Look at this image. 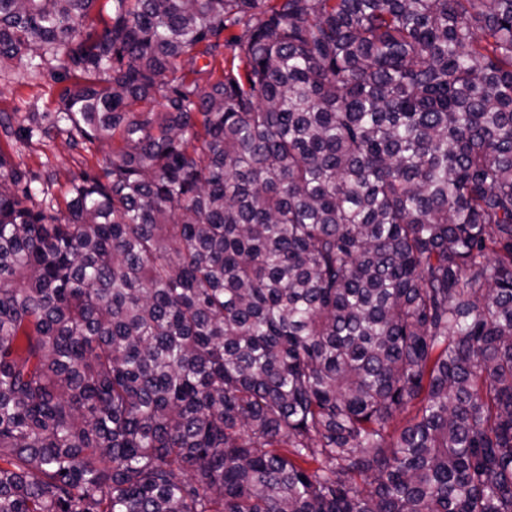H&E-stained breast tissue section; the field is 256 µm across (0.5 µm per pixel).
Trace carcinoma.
<instances>
[{
    "label": "carcinoma",
    "instance_id": "carcinoma-1",
    "mask_svg": "<svg viewBox=\"0 0 512 512\" xmlns=\"http://www.w3.org/2000/svg\"><path fill=\"white\" fill-rule=\"evenodd\" d=\"M96 2L0 0L112 153L0 150V512H512V0ZM0 145L14 164L38 177L37 188L48 182L50 193L62 209L73 176L83 170H95L110 153L108 147L101 148L97 144L70 148L62 138L48 141L34 137L29 141L13 140L9 144L1 138Z\"/></svg>",
    "mask_w": 512,
    "mask_h": 512
}]
</instances>
